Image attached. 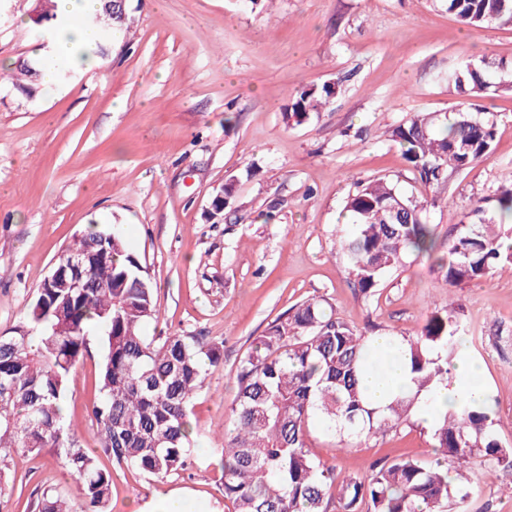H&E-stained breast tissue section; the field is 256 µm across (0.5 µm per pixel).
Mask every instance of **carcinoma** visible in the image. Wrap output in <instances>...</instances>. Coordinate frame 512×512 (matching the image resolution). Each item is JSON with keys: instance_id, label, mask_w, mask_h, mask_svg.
<instances>
[{"instance_id": "obj_1", "label": "carcinoma", "mask_w": 512, "mask_h": 512, "mask_svg": "<svg viewBox=\"0 0 512 512\" xmlns=\"http://www.w3.org/2000/svg\"><path fill=\"white\" fill-rule=\"evenodd\" d=\"M446 9L471 29H512V0H444ZM40 23L54 38L61 26L53 0H39ZM107 32L128 25L100 0L92 18ZM503 63H467L448 77L466 97L512 92ZM36 93L40 70L16 66ZM333 84L311 86L292 98L288 120L297 125L326 108ZM497 119L463 101L449 112H417L394 126L391 140L421 182L438 186L493 150ZM427 202L403 194L391 181L370 180L349 194L344 210L351 231L342 240L350 274L365 295L409 257L433 258L448 285L483 279L494 267L512 264V245L499 227L512 222V171L465 216L447 253L436 255L426 224ZM54 282L39 289L24 322L0 336V495L8 459L15 453L48 452L76 475L84 506L76 509L52 490L40 512H108L112 471L81 444L67 426L61 405L74 366L89 353L97 331L103 351L92 408L100 450L117 465L138 469L158 482L180 476L191 464L195 428L192 409L210 371L224 365V342L198 334L148 336L145 326L161 319L154 288L123 231L89 225L59 256ZM80 278L81 287L71 283ZM461 305L448 300L432 312L419 334L399 336L398 356L412 375L414 391L383 408L371 406L359 387L360 371L382 369L372 358L370 336L336 316L324 299L308 298L268 324L241 357L231 407L234 427L224 433L220 460L222 492L232 512H465L469 492L451 480L480 458L512 469V448L493 433L491 408L460 406L433 426L436 462L398 456L378 464L365 480L341 475L321 462L309 445L310 429L336 440L385 435L409 420L424 392L448 380V363L465 335Z\"/></svg>"}]
</instances>
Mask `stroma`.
Returning <instances> with one entry per match:
<instances>
[{
    "instance_id": "35a3bbf8",
    "label": "stroma",
    "mask_w": 512,
    "mask_h": 512,
    "mask_svg": "<svg viewBox=\"0 0 512 512\" xmlns=\"http://www.w3.org/2000/svg\"><path fill=\"white\" fill-rule=\"evenodd\" d=\"M37 0H0V66L34 62L41 43ZM129 30L113 33L107 67L70 71L22 95L0 82V335L22 322L58 256L90 224L120 225L147 272L159 324L147 335L199 332L224 342L194 402L191 476L160 484L113 468L111 512H158L179 493L201 512H228L217 463L231 429L239 359L268 324L307 298L338 317L392 336H413L431 311L458 299L467 358L482 369L494 433L512 448V265L448 286L432 261L387 274L360 293L340 241L344 201L384 177L427 198L439 250L479 199L512 169V94L480 104L497 116L492 153L442 186L426 188L391 140L416 112H444L460 96L448 76L465 62L512 69V30L478 40L438 0H127ZM336 83L340 92L303 124L286 112L297 90ZM253 176H246L247 164ZM235 202L209 217L225 183ZM99 349L70 375L66 419L97 448L91 406ZM326 465L369 476L384 457L434 460L418 418L386 435L338 449L312 434ZM0 512H39L44 490L80 497L74 476L47 454L13 456ZM465 512H512V470L471 466Z\"/></svg>"
}]
</instances>
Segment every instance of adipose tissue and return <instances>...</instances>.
I'll list each match as a JSON object with an SVG mask.
<instances>
[{
	"mask_svg": "<svg viewBox=\"0 0 512 512\" xmlns=\"http://www.w3.org/2000/svg\"><path fill=\"white\" fill-rule=\"evenodd\" d=\"M95 29L85 26H69L60 30L53 42L54 55L82 66L85 69L103 67L105 60L99 56H76L77 47L96 42ZM361 386L369 401L376 406L388 404L396 395L409 393L412 389L411 375L401 363L393 364L386 375L366 372ZM483 405L488 401L487 391L480 378L478 367L468 360L458 362L447 382L439 385L433 393L422 396L418 404V416L426 425H433L438 414L461 402Z\"/></svg>",
	"mask_w": 512,
	"mask_h": 512,
	"instance_id": "ef3b65f1",
	"label": "adipose tissue"
}]
</instances>
